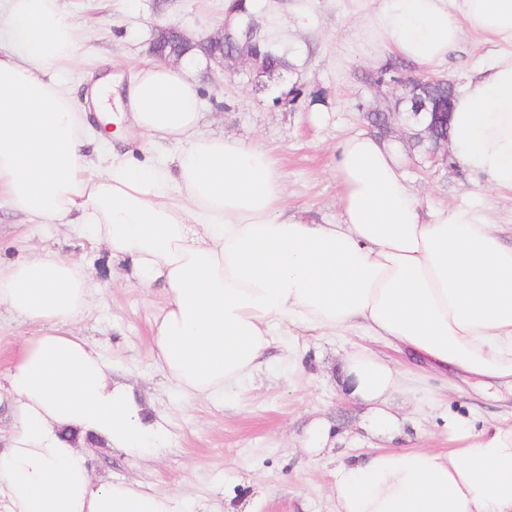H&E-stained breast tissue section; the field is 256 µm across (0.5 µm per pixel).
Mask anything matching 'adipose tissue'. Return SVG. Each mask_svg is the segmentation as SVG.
Here are the masks:
<instances>
[{"mask_svg":"<svg viewBox=\"0 0 512 512\" xmlns=\"http://www.w3.org/2000/svg\"><path fill=\"white\" fill-rule=\"evenodd\" d=\"M0 24V197L73 227L133 264L140 287L163 281L152 351L184 395L210 399L258 368L283 323L361 332L440 375L512 387V245L489 214L423 209L401 156L362 131L336 147L340 213L332 224L289 214L284 184L257 144L203 135L202 101L183 67L151 60L113 98L99 77L91 106L54 79L86 55L82 22L58 0H4ZM355 43L431 70L465 33L512 44V0H371ZM118 110L116 132L172 159L139 161L107 146L97 114ZM455 159L496 190L512 191V52L470 79L450 120ZM92 297L86 268L38 251L0 262V307L31 328L0 384L16 410L0 450L5 512H175L170 495L94 475L86 440L140 458L157 451L129 389L75 325ZM351 393L384 425L399 374L357 351ZM453 446L381 450L337 467L335 512H512V423L472 432L449 421Z\"/></svg>","mask_w":512,"mask_h":512,"instance_id":"obj_1","label":"adipose tissue"}]
</instances>
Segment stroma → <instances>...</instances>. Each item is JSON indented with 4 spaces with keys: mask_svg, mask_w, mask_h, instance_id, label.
<instances>
[{
    "mask_svg": "<svg viewBox=\"0 0 512 512\" xmlns=\"http://www.w3.org/2000/svg\"><path fill=\"white\" fill-rule=\"evenodd\" d=\"M278 2L293 64L281 89H297V98L274 102L272 91L252 81L249 64L226 73L197 56L186 69L201 91L200 130L265 147L286 187L290 212L329 223L340 211L334 148L348 134L364 130L362 112L381 101V92L365 79L384 60L354 48L350 0H316L309 16L300 0ZM58 4L86 19L81 38L96 50L59 74L78 95L103 62H110L114 77L126 78L150 59L157 27L174 24L198 39L215 34L224 21V0ZM507 50V44L470 34L434 73L461 86L475 76L476 62ZM403 175L423 205H474L493 217L504 237L512 236V192L477 184L462 168L434 166L419 154L404 158ZM33 245L87 268L95 290L77 328L109 360L113 376L131 386L144 411L165 424L162 449L154 457L134 461L116 450H94L96 474L172 494L176 512H334L329 488L339 461L381 448H447L452 416L476 431L494 419L512 421L510 388L463 381L453 386L374 337L323 335L288 324L260 367L240 384L211 400L187 398L160 373L151 348L162 284L139 287L128 262L112 258L104 246L30 219L0 199V256L12 259ZM357 350L406 372L389 398L396 417L389 427H378L370 405L350 396L341 382L344 360ZM318 422L328 425L331 437L313 459L305 449Z\"/></svg>",
    "mask_w": 512,
    "mask_h": 512,
    "instance_id": "1",
    "label": "stroma"
}]
</instances>
